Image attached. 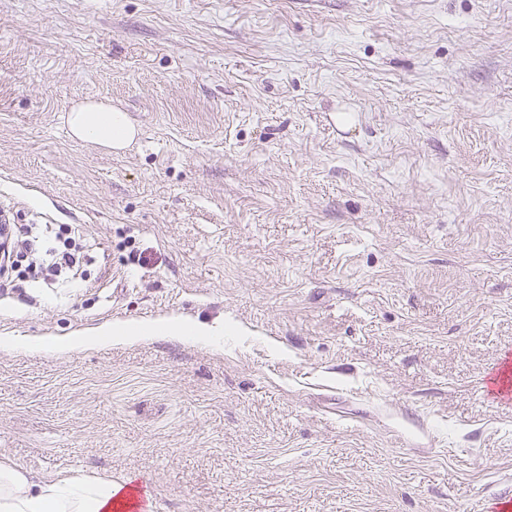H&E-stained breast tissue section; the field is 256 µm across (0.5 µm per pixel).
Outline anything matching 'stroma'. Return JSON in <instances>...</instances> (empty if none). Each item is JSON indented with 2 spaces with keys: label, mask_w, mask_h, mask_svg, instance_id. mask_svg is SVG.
Here are the masks:
<instances>
[{
  "label": "stroma",
  "mask_w": 512,
  "mask_h": 512,
  "mask_svg": "<svg viewBox=\"0 0 512 512\" xmlns=\"http://www.w3.org/2000/svg\"><path fill=\"white\" fill-rule=\"evenodd\" d=\"M107 100L138 137L73 140ZM79 226L0 275V460L152 512H486L512 486V0H0V206ZM67 234L70 235L65 239L63 248L53 247L47 251L41 263H31V278L42 279L44 282L55 280L56 277L66 275L67 282H76L82 279L84 264V254L80 247H77L72 239L80 237V231L75 227L60 228L59 237ZM73 235V237H71ZM224 334L223 325L209 326L187 322L179 317H168L157 321H127L100 327L92 333L70 337L65 343L53 346L60 353L84 350L108 342H136L150 336H168L180 342L202 345L215 344ZM490 398L498 403H508L512 401V373L510 368L502 369L489 378Z\"/></svg>",
  "instance_id": "1"
}]
</instances>
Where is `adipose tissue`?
I'll list each match as a JSON object with an SVG mask.
<instances>
[{"mask_svg":"<svg viewBox=\"0 0 512 512\" xmlns=\"http://www.w3.org/2000/svg\"><path fill=\"white\" fill-rule=\"evenodd\" d=\"M73 139L94 141L123 150L137 130L126 112L108 101H83L69 114ZM224 334L220 325L187 322L178 317L157 321H127L70 337L58 344L57 352L69 353L108 342H136L151 336H167L181 342L212 345ZM126 482L90 476L59 475L36 482L17 464L0 462V512H113L124 499Z\"/></svg>","mask_w":512,"mask_h":512,"instance_id":"1","label":"adipose tissue"}]
</instances>
